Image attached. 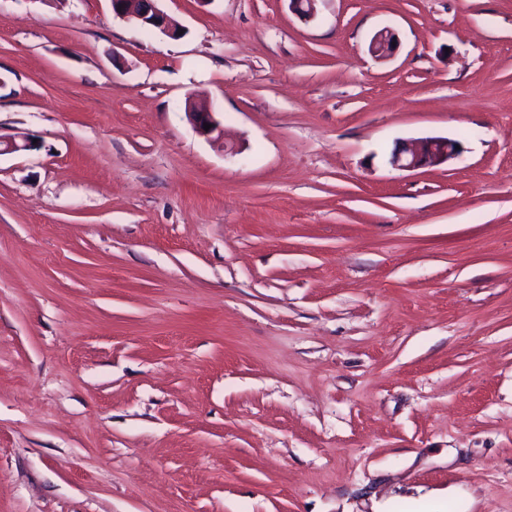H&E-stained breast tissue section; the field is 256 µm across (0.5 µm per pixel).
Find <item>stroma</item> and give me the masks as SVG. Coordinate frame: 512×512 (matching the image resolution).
Segmentation results:
<instances>
[{
    "mask_svg": "<svg viewBox=\"0 0 512 512\" xmlns=\"http://www.w3.org/2000/svg\"><path fill=\"white\" fill-rule=\"evenodd\" d=\"M159 6L0 0V512H512V0ZM112 13L134 19L143 27L156 29L162 34L175 37L177 23L158 7V0H110ZM398 45V36L389 27L377 31L370 40L369 51L378 59L390 57ZM214 113L208 105L196 103L191 99L188 100L186 114L194 128L200 134L207 136L217 132L216 138L218 139L221 135V129L219 122L214 117ZM204 123L211 124V128L205 130ZM456 146H460V149H456ZM462 152L461 145L456 140L430 137L395 148L389 163L399 170H414L457 159Z\"/></svg>",
    "mask_w": 512,
    "mask_h": 512,
    "instance_id": "stroma-1",
    "label": "stroma"
}]
</instances>
